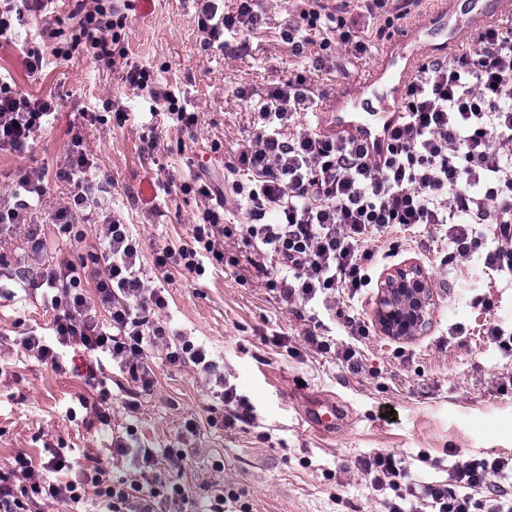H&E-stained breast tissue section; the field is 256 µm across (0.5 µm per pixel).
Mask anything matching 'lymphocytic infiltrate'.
<instances>
[{
  "label": "lymphocytic infiltrate",
  "instance_id": "1",
  "mask_svg": "<svg viewBox=\"0 0 512 512\" xmlns=\"http://www.w3.org/2000/svg\"><path fill=\"white\" fill-rule=\"evenodd\" d=\"M52 0H0V42H13L16 28ZM197 26L205 47L224 35L250 36L264 16L257 0H237L235 10L224 0H199ZM77 22L71 39L85 44L96 61L112 66L124 40L127 16L117 0H76ZM302 26L286 25L281 38L299 49L302 31L321 35L323 53L314 71L331 70V46L363 57L371 45L343 10L327 5L301 13ZM131 89L162 102L178 129L192 128L196 113L179 105L172 91L157 86L145 66H131L125 75ZM318 105L304 75L275 87L256 102L257 132L240 154L245 180L233 189L246 215L242 224H220L204 211L194 225L191 242L156 251L160 273L177 267L203 275L205 261L223 263L221 237L240 236L253 254L251 264L277 290L286 304L329 305L337 290L356 295L371 282L368 244L395 226L429 233L451 247L460 264L481 260L485 269L512 275V18L475 30L469 41L449 57H437L418 68L406 84L403 115L388 138L382 157H371L366 145L327 137L300 123L302 113ZM48 98H34L0 83V150L25 153L35 132L53 114ZM92 165L82 135L71 139L68 161L56 172L73 184L68 200L52 214V223L69 240L82 241V223L96 224L100 246L80 263L61 260L46 269L41 284L54 311L55 345L42 337H23V348L38 361H57L56 346L92 358L85 378L96 389L92 411L100 423L111 419L105 366L115 364L130 385L125 407L136 411L141 394L156 385L152 357L164 349L175 367H191L215 380L220 398L230 407L229 421L251 420L249 401L225 385L218 364L203 346L186 337L170 338L157 314L168 306L161 289L147 288L140 276L142 244L129 225L99 218L90 200L85 174ZM44 172L30 170L18 179L23 199L0 206V229L26 223L28 196H43ZM274 257L268 269L266 257ZM352 341L332 347L325 337L308 332L307 342L320 352H337L353 371H361L357 340L369 329L359 314L345 316ZM139 479H112L98 461H81L52 451L34 462L17 452L13 465L0 469V512H36L40 503H83L94 487L106 512H224L233 491L216 487L205 502L173 478L158 476L161 459L181 465L184 449H128ZM357 472L379 495L385 512H512V494L501 481L512 473V457L469 456L451 465L444 481L414 478L403 455L373 450L356 462Z\"/></svg>",
  "mask_w": 512,
  "mask_h": 512
}]
</instances>
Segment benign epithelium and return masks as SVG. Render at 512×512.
<instances>
[{
    "mask_svg": "<svg viewBox=\"0 0 512 512\" xmlns=\"http://www.w3.org/2000/svg\"><path fill=\"white\" fill-rule=\"evenodd\" d=\"M435 306L426 268L410 261L381 276L372 320L381 335L394 341L409 340L430 330Z\"/></svg>",
    "mask_w": 512,
    "mask_h": 512,
    "instance_id": "benign-epithelium-1",
    "label": "benign epithelium"
}]
</instances>
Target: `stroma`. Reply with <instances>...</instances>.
Wrapping results in <instances>:
<instances>
[{"label":"stroma","instance_id":"stroma-1","mask_svg":"<svg viewBox=\"0 0 512 512\" xmlns=\"http://www.w3.org/2000/svg\"><path fill=\"white\" fill-rule=\"evenodd\" d=\"M432 2L420 0L394 23L378 20L366 38L376 50L419 31L420 51L428 58L437 55L443 38L432 32ZM132 4L125 30L128 55L111 68L79 49L66 60L47 56L42 72L29 75L20 50L42 49L35 21L21 29L17 44H0V81L36 98L53 97L58 105L26 153L0 154V199L9 196L21 172L32 168L45 171L47 184L34 218L45 243L40 254H31L26 226L0 232V253L8 259L0 274L10 277L12 289L0 296V468L9 467L20 451L37 461L46 449L62 448L99 460L113 478H130L135 474L130 457L117 455L113 447L122 439L193 451L192 464L179 472L181 482L195 492L216 483L231 487L239 500L227 502V512H236L242 502L252 512H382L355 469L358 457L372 449L407 455L414 472L427 479L445 478L458 456H512V386L499 387L512 379V357L483 334L489 322L512 332V276L488 274L477 261L451 262L446 244L422 242L420 234L399 228L372 242L377 253L372 285L355 298L341 297L337 308L319 315L331 335L344 337L342 311L352 308L370 317L377 280L408 260L427 269L436 307L428 334L415 340L394 342L371 331L361 344L363 369L354 373L336 354L317 352L307 343L314 321L298 316L266 287L239 238L225 239L223 267L207 268L203 276L176 268L168 276L158 274L154 251L190 242L206 206L191 194L165 193V173L186 178L206 166L222 190L211 205L223 208L225 223H243L232 183L238 178L239 152L255 133L247 97L264 95L311 66L322 50L309 43L297 56L280 38L303 0H261L268 14L265 28L248 44L235 37L221 50L203 47L193 0ZM131 62L150 67L159 85L197 112L191 137L169 127L155 102L125 83ZM375 62L374 54L361 59L341 54L340 69L320 72L316 86L335 97L343 88L359 86ZM116 100L124 117L112 108ZM153 128L168 149L149 156L141 153L140 138ZM76 131L93 154L90 180L112 184L104 214L131 224L143 243L146 284L165 291L168 306L161 319L223 365L230 384L251 402L250 424L225 425L224 405L212 389L193 370L161 358L154 365L157 385L141 396L137 414L124 409L127 383L116 373L109 384L112 420L94 422L82 405L93 397L81 379L85 358L63 352V368L57 371L21 347L25 333L53 334V312L29 276L59 258L79 261L98 245L95 226H85L83 242L73 246L47 220L71 190L55 172L65 163ZM478 294L492 302L489 312L472 309ZM460 324L466 329L462 336L455 332ZM275 334L284 336V346L272 344ZM331 400L343 405L344 415L330 431H316L309 418ZM189 418L199 424L193 436L183 430Z\"/></svg>","mask_w":512,"mask_h":512}]
</instances>
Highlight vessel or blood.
<instances>
[{"mask_svg": "<svg viewBox=\"0 0 512 512\" xmlns=\"http://www.w3.org/2000/svg\"><path fill=\"white\" fill-rule=\"evenodd\" d=\"M460 4L466 8L468 22L463 26L449 25L447 43L452 52L465 43L476 28L512 13V0H449L440 10V17L452 16ZM418 65L416 51L399 55L394 49H386L364 79V89L376 98L377 107L364 109L359 96L347 90L337 92L325 106L320 133L354 139L365 144L374 156L384 154L387 135L401 116L397 103L400 89Z\"/></svg>", "mask_w": 512, "mask_h": 512, "instance_id": "1", "label": "vessel or blood"}]
</instances>
